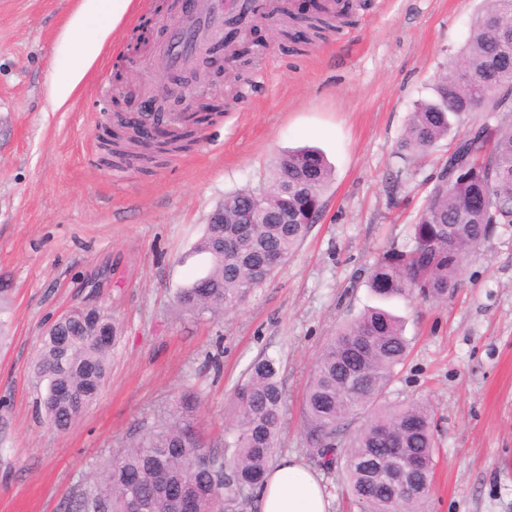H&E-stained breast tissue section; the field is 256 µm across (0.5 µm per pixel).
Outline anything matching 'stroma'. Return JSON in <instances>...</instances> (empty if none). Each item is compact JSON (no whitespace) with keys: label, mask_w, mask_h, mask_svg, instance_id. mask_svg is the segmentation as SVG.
<instances>
[{"label":"stroma","mask_w":512,"mask_h":512,"mask_svg":"<svg viewBox=\"0 0 512 512\" xmlns=\"http://www.w3.org/2000/svg\"><path fill=\"white\" fill-rule=\"evenodd\" d=\"M82 3L0 0V512H69L112 454L188 390L200 397L199 431L218 446L233 394L263 354L280 359L288 395L277 455L307 461L310 369L339 324L380 304L366 286L375 260L409 243L450 141L423 156L399 144L483 0H364L352 22L297 54L250 17L240 40L258 50L235 63L245 83L205 84L223 113L189 151L143 171L102 166L99 126L115 77L125 111L152 94L170 4L133 0L116 21L103 10L78 17ZM146 25L150 42L135 49L131 30ZM87 38L100 49L53 106ZM305 145L333 177L302 245L226 315L176 313L175 290L209 265L195 245L212 210L226 194L263 189L278 156ZM85 303L121 338L97 400L57 432L37 410L34 360L47 324ZM385 305L410 351L380 403L420 399L436 413L425 512H512V226L465 261L445 301Z\"/></svg>","instance_id":"1"}]
</instances>
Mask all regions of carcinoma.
Listing matches in <instances>:
<instances>
[{
  "instance_id": "cac0c4a2",
  "label": "carcinoma",
  "mask_w": 512,
  "mask_h": 512,
  "mask_svg": "<svg viewBox=\"0 0 512 512\" xmlns=\"http://www.w3.org/2000/svg\"><path fill=\"white\" fill-rule=\"evenodd\" d=\"M354 5L332 12L323 7L310 15L276 19L283 36L299 25L313 39L339 30ZM512 33V0H486L473 18L465 45L438 77L435 97L416 103L399 148L425 153L439 140L456 135L448 163L439 171L428 201L413 228L409 247L390 249L373 264L368 287L383 300L417 296L440 301L461 285L465 258L476 252L501 224H512V43L496 38ZM483 112L471 124L465 117ZM194 130L169 134L151 153L139 150L134 131L119 123L104 145L120 165L144 166L157 154L187 150ZM314 148L282 154L272 171L264 212L288 207L291 224L264 220L233 224L237 202L252 194L239 190L224 196L218 208L228 224H208L195 251L208 255L206 273L176 289L179 313L222 316L239 307L251 290L288 260L310 232L306 210L323 206L332 179L326 160L309 169ZM288 179V196L278 187ZM475 193L489 196L484 213L469 207ZM206 282L207 287L197 284ZM119 327L99 308L58 326L42 338L34 363L38 380L47 381L40 410L48 424L68 430L98 398L109 373ZM71 344L70 360L59 368V338ZM409 349L401 320L382 308H368L340 326L323 346L312 371L302 410L308 452L315 466H336V438L357 415L364 422L344 449L348 491L359 512H423L434 476V410L426 402L393 408L378 399ZM280 362L256 358L233 398L234 423L226 428L224 448L208 447L197 430L198 399L183 395L167 416L115 453L101 472L96 489L76 500L73 512H128L134 497L142 512H177L174 498L192 494L209 512H248L249 491L258 488L272 467L288 415ZM419 458L424 469L405 476V486L389 489L376 472L389 468L394 451Z\"/></svg>"
}]
</instances>
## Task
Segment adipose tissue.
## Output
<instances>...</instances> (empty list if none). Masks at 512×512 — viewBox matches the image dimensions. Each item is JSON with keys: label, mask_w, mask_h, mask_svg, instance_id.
<instances>
[{"label": "adipose tissue", "mask_w": 512, "mask_h": 512, "mask_svg": "<svg viewBox=\"0 0 512 512\" xmlns=\"http://www.w3.org/2000/svg\"><path fill=\"white\" fill-rule=\"evenodd\" d=\"M257 494L261 512H327L318 476L293 457L276 463Z\"/></svg>", "instance_id": "ef3b65f1"}]
</instances>
